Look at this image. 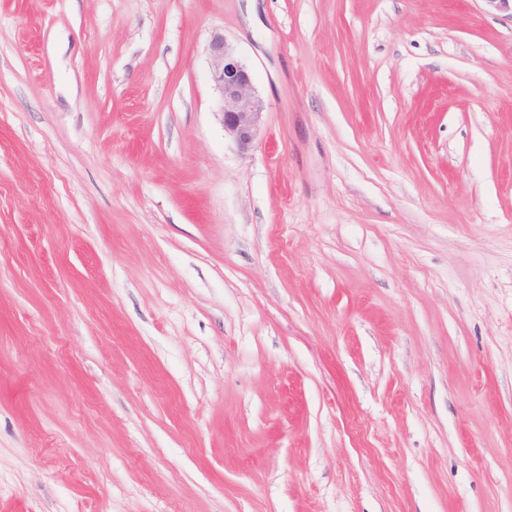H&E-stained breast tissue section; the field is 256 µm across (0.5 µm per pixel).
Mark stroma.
<instances>
[{
	"label": "stroma",
	"mask_w": 512,
	"mask_h": 512,
	"mask_svg": "<svg viewBox=\"0 0 512 512\" xmlns=\"http://www.w3.org/2000/svg\"><path fill=\"white\" fill-rule=\"evenodd\" d=\"M247 2L0 0V512H512V20ZM211 79L221 98L224 135L240 152L250 151L261 131L264 105L255 92L252 73L226 42L215 34L208 46Z\"/></svg>",
	"instance_id": "obj_1"
}]
</instances>
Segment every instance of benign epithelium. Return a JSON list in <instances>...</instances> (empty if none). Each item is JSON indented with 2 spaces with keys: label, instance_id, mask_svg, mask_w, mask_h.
<instances>
[{
  "label": "benign epithelium",
  "instance_id": "benign-epithelium-1",
  "mask_svg": "<svg viewBox=\"0 0 512 512\" xmlns=\"http://www.w3.org/2000/svg\"><path fill=\"white\" fill-rule=\"evenodd\" d=\"M211 79L221 98L224 136L242 153L250 151L261 131L264 105L255 92L252 73L226 42L215 34L208 46Z\"/></svg>",
  "mask_w": 512,
  "mask_h": 512
}]
</instances>
